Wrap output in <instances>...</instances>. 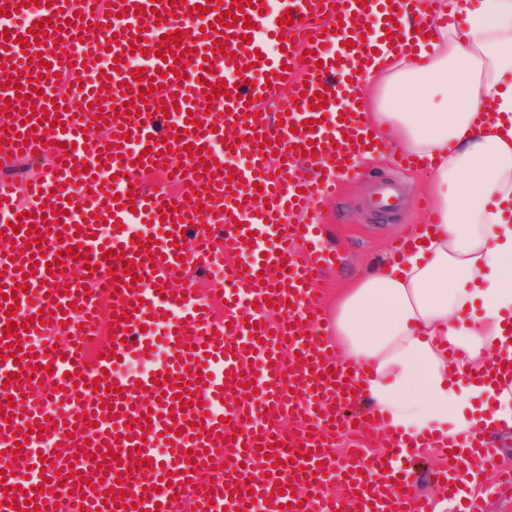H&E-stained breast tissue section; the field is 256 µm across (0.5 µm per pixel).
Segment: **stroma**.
Returning <instances> with one entry per match:
<instances>
[{"instance_id":"35a3bbf8","label":"stroma","mask_w":512,"mask_h":512,"mask_svg":"<svg viewBox=\"0 0 512 512\" xmlns=\"http://www.w3.org/2000/svg\"><path fill=\"white\" fill-rule=\"evenodd\" d=\"M361 170L356 182L339 189L322 219L326 242L343 257L342 264L328 276L331 286L325 301L329 304L370 265L386 259L392 241L408 225L425 221L417 205L426 194L423 170L404 171L381 157L363 162Z\"/></svg>"}]
</instances>
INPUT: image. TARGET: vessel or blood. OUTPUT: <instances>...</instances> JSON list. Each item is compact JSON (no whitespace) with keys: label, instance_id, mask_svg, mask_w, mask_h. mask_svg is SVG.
Instances as JSON below:
<instances>
[{"label":"vessel or blood","instance_id":"obj_1","mask_svg":"<svg viewBox=\"0 0 512 512\" xmlns=\"http://www.w3.org/2000/svg\"><path fill=\"white\" fill-rule=\"evenodd\" d=\"M433 2L278 0L277 13L265 14L261 0H186L190 13L175 17L161 0L158 17L152 0H107L103 9L95 0H0L11 14L69 21L73 34L67 40L49 27L34 41L27 26L13 25L0 47V58L12 59L0 69V126L8 130L0 160H49L44 177H0V294L16 293L19 304L13 317L0 309V329L13 322L29 331L26 341H0V453L11 462L0 481L15 483L27 469L46 477L43 492H12L0 512H180L185 504L196 512H433L401 466L427 449L397 437L366 453L390 423L376 408L351 409L370 366H345L327 333L320 282L340 256L319 243L320 207L360 176L363 154L415 165L387 141H372L358 91L392 51L413 52L401 21ZM198 4L209 13L195 12ZM225 11L244 18L225 27L217 22ZM285 15L292 22L283 27ZM106 24L111 33L100 35ZM178 30L187 35L181 49L207 56L161 60L162 35ZM225 38L227 56L212 49ZM59 40L64 49H55ZM307 51L316 62H303ZM116 57L117 71L109 67ZM42 59L50 69H39ZM207 61L213 72L205 76ZM139 65L147 77L137 82ZM159 71L164 84L155 88ZM58 75L83 89L44 100ZM17 76L35 95L8 87ZM218 83L228 93L214 100ZM143 87L152 90L145 101ZM318 90L326 102L314 110ZM283 92L288 106L268 111ZM170 98L180 107L171 120L159 109ZM189 143L204 155H187ZM241 154L247 163L232 164ZM124 155L128 163L119 164ZM162 168L173 171L179 194L144 183ZM134 218L149 225L148 250L130 241ZM16 220L37 230L41 247L14 231ZM121 258L141 276L140 289L116 284L112 267ZM104 322L105 342L92 345ZM49 334L60 335L57 346ZM159 343L164 362L148 372L123 369L124 359L150 358ZM14 344L36 357L33 377L10 359ZM45 379L56 385L49 402L35 396ZM34 421L63 456L40 461ZM348 438L353 446L333 454ZM433 444L443 494L458 512H481L462 484L470 463L497 456L487 424ZM76 470L95 474L93 496L78 492ZM118 486L124 494L116 498Z\"/></svg>","mask_w":512,"mask_h":512}]
</instances>
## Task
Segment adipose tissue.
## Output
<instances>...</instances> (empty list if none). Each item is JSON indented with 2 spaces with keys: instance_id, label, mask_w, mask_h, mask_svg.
I'll return each mask as SVG.
<instances>
[{
  "instance_id": "1",
  "label": "adipose tissue",
  "mask_w": 512,
  "mask_h": 512,
  "mask_svg": "<svg viewBox=\"0 0 512 512\" xmlns=\"http://www.w3.org/2000/svg\"><path fill=\"white\" fill-rule=\"evenodd\" d=\"M432 16L421 57L367 75L366 120L428 167L434 215L403 258L339 291L328 328L346 364H371L363 400L399 432L511 431L512 379L479 375L512 357V0Z\"/></svg>"
}]
</instances>
